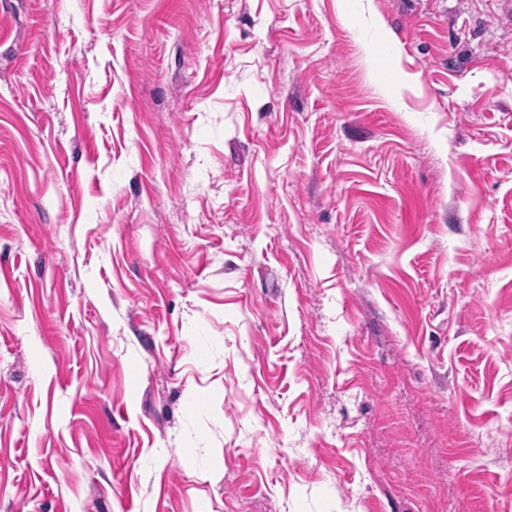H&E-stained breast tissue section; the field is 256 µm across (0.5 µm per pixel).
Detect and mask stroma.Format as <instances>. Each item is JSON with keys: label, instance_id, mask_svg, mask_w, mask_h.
<instances>
[{"label": "stroma", "instance_id": "35a3bbf8", "mask_svg": "<svg viewBox=\"0 0 512 512\" xmlns=\"http://www.w3.org/2000/svg\"><path fill=\"white\" fill-rule=\"evenodd\" d=\"M0 512H512V0H0Z\"/></svg>", "mask_w": 512, "mask_h": 512}]
</instances>
